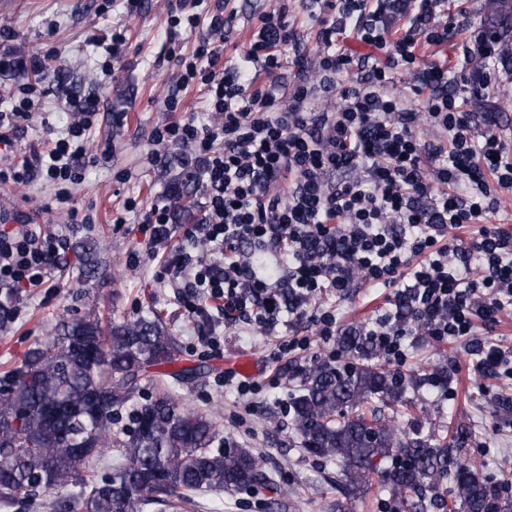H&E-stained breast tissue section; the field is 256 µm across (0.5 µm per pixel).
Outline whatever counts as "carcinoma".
<instances>
[{
    "mask_svg": "<svg viewBox=\"0 0 512 512\" xmlns=\"http://www.w3.org/2000/svg\"><path fill=\"white\" fill-rule=\"evenodd\" d=\"M360 362L319 361L301 372L291 402L303 448L334 464L360 492L376 479L402 501L421 506L425 492L451 479L461 512H512V501L464 463L446 439L400 434L374 404L404 402L414 381L377 363L380 351L359 328L339 337ZM160 315L122 323L97 314L60 321L22 363L0 377V509L33 500L39 512H188L201 491L232 492L273 479L246 448H227L207 414L187 409L163 387L129 412L148 369L177 360ZM96 449L82 459L76 448ZM390 466L383 468L384 461ZM111 470L100 480L82 470Z\"/></svg>",
    "mask_w": 512,
    "mask_h": 512,
    "instance_id": "carcinoma-1",
    "label": "carcinoma"
}]
</instances>
